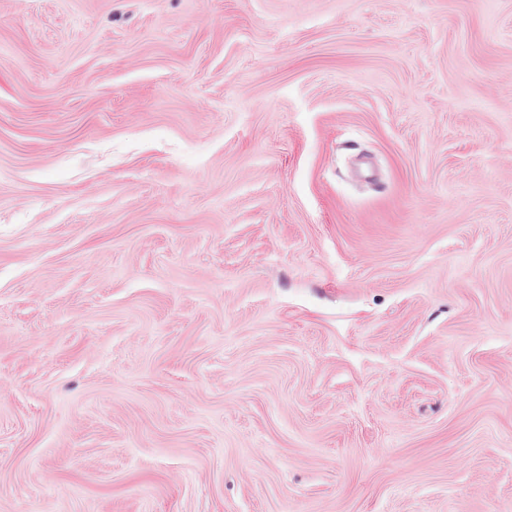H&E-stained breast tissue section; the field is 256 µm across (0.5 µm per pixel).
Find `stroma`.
<instances>
[{"label": "stroma", "mask_w": 512, "mask_h": 512, "mask_svg": "<svg viewBox=\"0 0 512 512\" xmlns=\"http://www.w3.org/2000/svg\"><path fill=\"white\" fill-rule=\"evenodd\" d=\"M0 512H512V0H0Z\"/></svg>", "instance_id": "obj_1"}]
</instances>
